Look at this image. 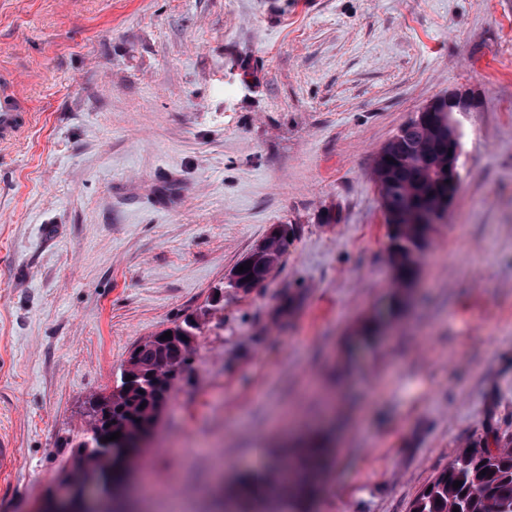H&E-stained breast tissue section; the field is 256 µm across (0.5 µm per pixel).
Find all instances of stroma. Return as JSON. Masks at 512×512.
Wrapping results in <instances>:
<instances>
[{
	"label": "stroma",
	"mask_w": 512,
	"mask_h": 512,
	"mask_svg": "<svg viewBox=\"0 0 512 512\" xmlns=\"http://www.w3.org/2000/svg\"><path fill=\"white\" fill-rule=\"evenodd\" d=\"M0 512L72 472L85 403L195 317L133 512L213 490L299 420L354 417L309 512H410L486 431L512 439V0H0ZM460 185L398 308L372 180L448 90ZM297 234L250 293L271 225ZM27 112H19L16 99L7 91L0 96V146L14 141L27 127ZM288 227V232L286 236H268L266 235V243L263 249L255 251L248 255L242 262L234 268L236 273L234 277L228 282V287L236 288L237 290L241 288H247L253 283L267 280L271 275L273 270L282 260L284 254L288 250V245L292 241L295 236V228L292 224H285ZM289 234H292V237H289ZM287 237V238H285ZM250 263L251 268L249 270H244L243 272H238V269L241 265ZM234 270V271H235ZM252 275L250 280H247V277Z\"/></svg>",
	"instance_id": "stroma-1"
}]
</instances>
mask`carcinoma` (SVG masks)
<instances>
[{
	"mask_svg": "<svg viewBox=\"0 0 512 512\" xmlns=\"http://www.w3.org/2000/svg\"><path fill=\"white\" fill-rule=\"evenodd\" d=\"M407 155L410 162H390L378 171V192L381 207L387 210L408 205L407 213L389 233V258L396 284L408 288L417 273V256L429 240L424 237V215L436 211L438 203L448 196V177L443 159L447 145L434 137L430 127L409 120L387 144L386 152ZM268 236L264 248L248 255L243 263L251 268L234 274L230 288H246L268 279L282 260L295 234ZM187 367L190 353H180L169 341H145L131 352L127 363L139 371L130 381L120 380L112 395L106 420L92 422V431L119 432L112 447H97L85 455L78 449L73 459L72 488L74 500L83 498L87 484H95L103 500L115 501L133 460L142 452L140 441L156 427L170 400L179 375L165 376L159 367L177 358ZM331 463L327 437L315 435L303 445L285 448L269 457L266 483L272 497L283 502L286 512H306L311 498ZM459 481L461 486L453 487ZM234 496L237 512H267V508L250 507L260 502L262 490L253 486L248 471L237 477ZM512 512V448L500 445L492 430L474 440L468 450L456 455L448 468L440 472L416 496L412 509L416 512Z\"/></svg>",
	"mask_w": 512,
	"mask_h": 512,
	"instance_id": "1",
	"label": "carcinoma"
}]
</instances>
